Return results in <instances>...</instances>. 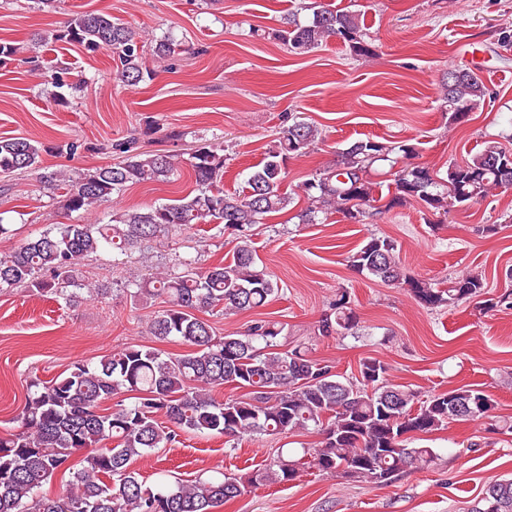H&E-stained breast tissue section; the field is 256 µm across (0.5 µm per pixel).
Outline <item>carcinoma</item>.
<instances>
[{"label": "carcinoma", "mask_w": 512, "mask_h": 512, "mask_svg": "<svg viewBox=\"0 0 512 512\" xmlns=\"http://www.w3.org/2000/svg\"><path fill=\"white\" fill-rule=\"evenodd\" d=\"M312 18L302 24L284 17L275 38L296 55L309 54L330 38L342 41L356 56L371 54L359 16L310 3ZM52 40L88 53L110 51L120 66L115 79L128 86L152 80L142 60V40L112 15L79 12ZM46 38L31 39L27 63L59 89L58 104L69 103L76 87L43 71L39 48ZM181 47L172 36L155 41L153 53L165 61ZM450 123L461 125L484 106L489 95L481 78L468 68L451 69L442 83ZM320 137L319 129L302 118L283 128L264 158L249 173L247 191L224 190L223 149L199 142L190 154L194 193L170 203L116 211L107 222L49 225L39 236L0 255V291L24 288L41 297L78 304L83 297L105 299L112 283L88 284L80 261L102 251L112 253V266L158 237L179 236L197 224L232 231L236 244L231 261L205 267L183 260L177 269L144 272L125 281L134 300L166 298L149 334L159 342L177 339L189 350L165 354L153 347L127 346L102 356L97 363L76 361L66 374L50 381L35 379L18 417V430L0 436V512H216V508L260 485L284 484L301 471L339 474L358 483L386 485L409 469L433 465L432 448L413 447L411 436L430 434L449 421L491 417L493 401L483 391L461 387L425 400L417 392L388 380L389 367L375 359L360 363L361 379L343 380L333 366L308 357L296 346L280 349L284 327L256 320L242 333L218 337L204 314L256 311L278 296L276 277L259 262L253 227L270 213L293 203L284 191L288 159L303 156ZM48 147L26 138H0V174L40 167ZM119 160L93 171L46 172L40 189L63 198L67 212H90L112 201L130 184L167 182L179 168L176 156L161 149L143 151L136 139L115 144ZM395 156L400 164L387 194L376 196L369 171L378 161ZM415 147L358 139L339 153L336 165L319 171L301 187L307 206L299 223L314 224L321 214L338 213L350 224H363L370 210H391L420 200L433 215L512 187V152L487 140L463 164H450L440 177L412 162ZM382 206H377L380 201ZM350 267L367 279L407 290L422 307L435 309L459 301L481 300L484 309L512 308V290L486 295L485 277L472 271L446 288L405 272L397 242L371 235L349 256ZM357 326L351 293L342 289L319 325L323 336L342 335ZM231 386L240 396L218 399L214 391ZM137 393L127 404L122 396ZM488 402V412L454 416L453 402L466 394ZM165 417L169 425L159 422ZM313 428L322 440L300 456H277L247 476L199 480L190 484L159 483L153 487L133 469L138 458L172 445L178 433H208L231 441L243 436L276 435ZM69 477L56 498L39 490L56 477ZM472 512H512V477L487 486Z\"/></svg>", "instance_id": "obj_1"}]
</instances>
